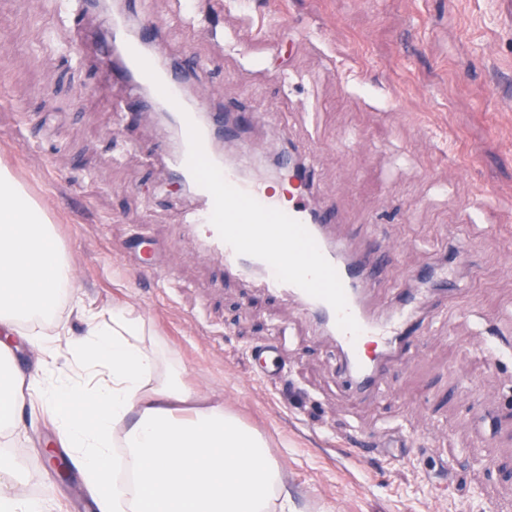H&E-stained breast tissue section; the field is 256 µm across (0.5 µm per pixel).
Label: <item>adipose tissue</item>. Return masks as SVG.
<instances>
[{
	"mask_svg": "<svg viewBox=\"0 0 512 512\" xmlns=\"http://www.w3.org/2000/svg\"><path fill=\"white\" fill-rule=\"evenodd\" d=\"M73 269L53 243L49 219L8 168L0 167V333L53 313ZM71 345L69 376H32L29 392L52 418L99 512H292L282 469L257 431L223 405L186 388L180 375L154 380L160 356L142 322L116 306ZM18 373L0 343V436L22 425ZM123 449L134 482L112 484Z\"/></svg>",
	"mask_w": 512,
	"mask_h": 512,
	"instance_id": "adipose-tissue-1",
	"label": "adipose tissue"
}]
</instances>
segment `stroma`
<instances>
[{
	"label": "stroma",
	"instance_id": "1",
	"mask_svg": "<svg viewBox=\"0 0 512 512\" xmlns=\"http://www.w3.org/2000/svg\"><path fill=\"white\" fill-rule=\"evenodd\" d=\"M128 16L204 108L269 114L225 143L242 166L266 177L296 153L314 182L292 192L334 207L333 238L360 260L395 251L379 314L423 270L464 260L453 296L426 294L412 352L354 395L317 321L197 255L180 224L191 194L160 159L176 131L145 112L114 130L130 86L63 55L74 31L49 0H0V165L74 269L33 327L61 348L53 373L87 330L80 307L106 319L121 304L160 372L267 438L296 512H512V0H136ZM274 336L284 367L262 380L255 350ZM396 433L408 448L390 460L377 448ZM55 437L27 410L4 453L49 512H88L78 467L63 478L44 459Z\"/></svg>",
	"mask_w": 512,
	"mask_h": 512
}]
</instances>
